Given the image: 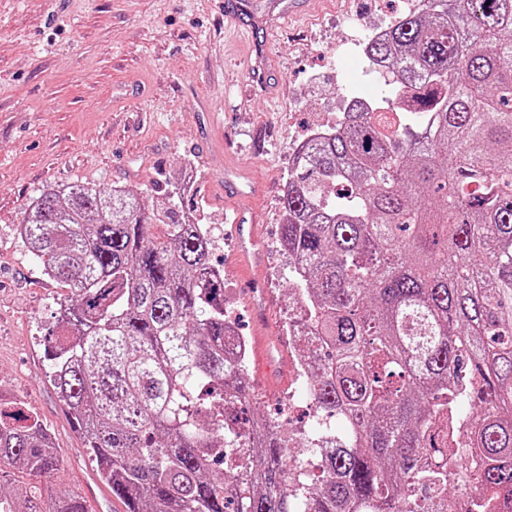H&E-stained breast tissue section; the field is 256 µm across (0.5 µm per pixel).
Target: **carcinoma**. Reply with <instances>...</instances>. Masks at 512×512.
<instances>
[{
    "label": "carcinoma",
    "instance_id": "cac0c4a2",
    "mask_svg": "<svg viewBox=\"0 0 512 512\" xmlns=\"http://www.w3.org/2000/svg\"><path fill=\"white\" fill-rule=\"evenodd\" d=\"M421 120L346 112L288 166L280 244L311 437L259 414L224 270L170 183L48 187L19 236L70 289L51 382L126 512H492L512 497V0H421L373 42ZM329 448L318 461L294 448ZM49 429L0 395V512L42 507Z\"/></svg>",
    "mask_w": 512,
    "mask_h": 512
}]
</instances>
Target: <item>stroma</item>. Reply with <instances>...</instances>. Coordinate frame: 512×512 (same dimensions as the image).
Instances as JSON below:
<instances>
[{
    "label": "stroma",
    "mask_w": 512,
    "mask_h": 512,
    "mask_svg": "<svg viewBox=\"0 0 512 512\" xmlns=\"http://www.w3.org/2000/svg\"><path fill=\"white\" fill-rule=\"evenodd\" d=\"M0 0V391L52 431L55 493L92 494L122 512L96 476L50 383L56 315L67 295L21 242L25 211L49 186L129 187L146 206L191 175L197 208L224 269L226 301L249 343L256 407L272 413L294 387L288 347V259L280 198L295 145L332 125L339 92L381 93L362 59L338 55L337 17L375 22L416 0H316L288 23L282 0ZM267 51L273 95L252 92L246 63ZM257 227L261 264L240 254L234 220Z\"/></svg>",
    "instance_id": "35a3bbf8"
}]
</instances>
